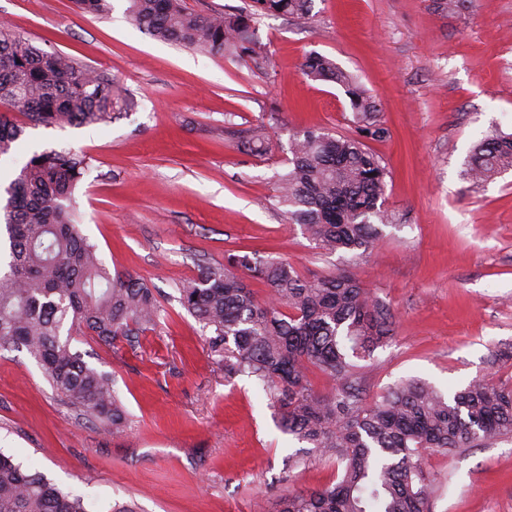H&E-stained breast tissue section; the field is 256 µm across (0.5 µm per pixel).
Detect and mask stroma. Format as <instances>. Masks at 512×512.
Listing matches in <instances>:
<instances>
[{
    "label": "stroma",
    "mask_w": 512,
    "mask_h": 512,
    "mask_svg": "<svg viewBox=\"0 0 512 512\" xmlns=\"http://www.w3.org/2000/svg\"><path fill=\"white\" fill-rule=\"evenodd\" d=\"M102 18L73 0H0V21L43 50L110 74L131 99L112 123L27 124L0 157V194L32 153L87 158L73 203L105 266L153 288L158 324L135 342H73L108 372L128 427L114 434L61 401L26 352L0 348V451L37 467L95 512H279L289 493L336 478V461L276 426L262 383L225 377L180 283L227 254L290 262L301 274L351 273L393 310L395 338L358 360L367 398L419 380L441 391L476 378L512 384V170L475 187L473 145L512 132V0H313L306 18L262 16L255 57L206 56L163 42L110 0ZM333 58L373 96L389 134L370 148L387 168L394 216L359 258L325 253L274 190L290 140L309 128L351 133L349 100L308 78ZM263 129L257 150L242 133ZM432 512H512V438L432 454Z\"/></svg>",
    "instance_id": "stroma-1"
}]
</instances>
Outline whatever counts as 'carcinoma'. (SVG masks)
Listing matches in <instances>:
<instances>
[{
	"instance_id": "1",
	"label": "carcinoma",
	"mask_w": 512,
	"mask_h": 512,
	"mask_svg": "<svg viewBox=\"0 0 512 512\" xmlns=\"http://www.w3.org/2000/svg\"><path fill=\"white\" fill-rule=\"evenodd\" d=\"M105 16L109 0H74ZM128 13L152 36L203 54L256 51L255 14L201 15L181 0H128ZM263 15L305 16L312 0H254ZM314 80L340 86L354 130L292 135L288 168L277 174L288 216L328 253L368 251L390 223L384 208L386 167L367 147L388 135L375 100L336 61L313 53L302 64ZM112 78L60 52H47L0 25V156L23 127L20 112L44 126H90L112 120L128 105ZM87 166L73 150L34 154L7 187L0 205L9 261L0 270V347L37 362L55 392L103 427L118 432L127 416L106 372L91 367L72 342L95 336L106 346L157 325L159 302L131 273L111 274L97 246L80 231L68 206ZM512 170V133L477 143L467 178L485 183ZM264 283L259 299L246 277ZM178 301L210 331V354L227 377L247 373L269 395L278 428L311 452L335 457L336 480L290 494L279 512H431L435 489L425 456L491 444L512 436V386L475 379L448 395L410 380L362 397L363 377L347 353L371 356L395 335V315L350 273L306 278L283 260L230 254L178 288ZM315 369L337 383L314 387ZM0 512H94L39 470L0 452Z\"/></svg>"
}]
</instances>
